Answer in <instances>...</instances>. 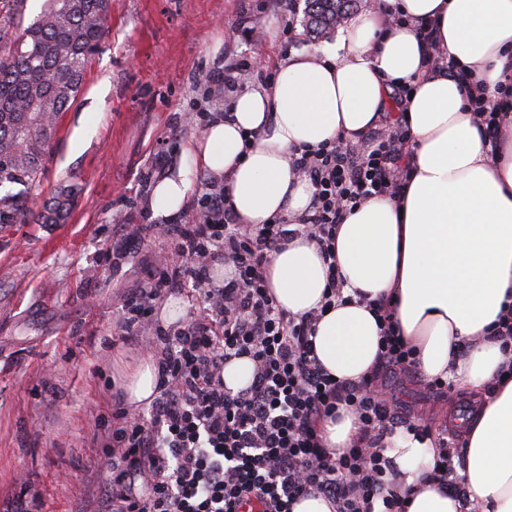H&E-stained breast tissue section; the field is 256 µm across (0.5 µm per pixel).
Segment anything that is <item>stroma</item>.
Here are the masks:
<instances>
[{
  "label": "stroma",
  "instance_id": "stroma-1",
  "mask_svg": "<svg viewBox=\"0 0 512 512\" xmlns=\"http://www.w3.org/2000/svg\"><path fill=\"white\" fill-rule=\"evenodd\" d=\"M261 0H112L109 36L92 56L81 91L63 113L32 211L61 185L76 202L61 224H15L0 231V512L35 485L43 512H70L104 482L93 447L98 404L120 385L142 353L112 343L124 288L146 277L162 238L122 267L105 257L113 227L147 224L154 185L146 174L169 139L187 143L223 114L203 100L204 78L224 60L255 56L276 65L287 54L335 41L310 37L305 0L284 17ZM256 18L259 40L225 39L243 17ZM292 24L295 37L283 43ZM94 128L75 150L82 125ZM399 400L432 432L462 417L472 396L454 387L429 394L416 376L394 381Z\"/></svg>",
  "mask_w": 512,
  "mask_h": 512
}]
</instances>
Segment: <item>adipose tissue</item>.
<instances>
[{
  "label": "adipose tissue",
  "instance_id": "obj_1",
  "mask_svg": "<svg viewBox=\"0 0 512 512\" xmlns=\"http://www.w3.org/2000/svg\"><path fill=\"white\" fill-rule=\"evenodd\" d=\"M428 26L486 97L498 99L512 83V0H375L337 42L288 55L271 86L238 94L230 117L215 118L185 154L223 178L240 223L295 218L309 209L313 189L294 169L293 152L361 142L382 124L392 85L407 87L398 118L411 135L409 179L399 195L345 216L336 262L348 288L392 298L419 373L454 377L479 394L481 406L463 428L468 497L481 512H512V379L499 377L504 356L491 333L512 306V113L497 150L488 151L461 81L431 65L420 34ZM193 186L186 168L160 178L149 199L153 218L179 215ZM267 276L287 313L324 301L325 264L307 237L283 245ZM380 336L369 308L339 305L318 322L315 353L332 376L354 382L375 365ZM463 340L472 346L461 358ZM386 455L405 512H464L424 479L430 441L401 436Z\"/></svg>",
  "mask_w": 512,
  "mask_h": 512
}]
</instances>
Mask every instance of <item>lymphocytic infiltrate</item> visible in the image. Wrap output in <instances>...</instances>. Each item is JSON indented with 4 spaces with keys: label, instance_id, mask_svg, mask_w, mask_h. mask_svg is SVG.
Here are the masks:
<instances>
[{
    "label": "lymphocytic infiltrate",
    "instance_id": "lymphocytic-infiltrate-1",
    "mask_svg": "<svg viewBox=\"0 0 512 512\" xmlns=\"http://www.w3.org/2000/svg\"><path fill=\"white\" fill-rule=\"evenodd\" d=\"M409 132L386 122L362 146L324 143L297 153L296 171L313 188L301 219L238 223L224 185L210 182L190 219L126 225L112 232L113 261L161 235L165 252L148 276L125 289L119 338L155 358L159 386L147 412L125 408L96 421L97 452L107 480L92 508L74 512H293L313 495L337 512H402L388 488L386 439L394 429L426 439L398 405L395 376L415 372L412 345L388 303L371 302L381 321L377 365L357 382L336 379L319 364L313 346L317 322L344 302L336 265V232L347 211L368 199L396 195L407 176ZM312 239L326 264L327 288L316 310L299 316L276 303L267 266L284 244ZM223 264L224 281L213 280ZM189 292L196 312L176 329L153 322L156 303ZM247 358L250 383L224 385L227 363ZM361 428L348 447H326L321 427L340 410Z\"/></svg>",
    "mask_w": 512,
    "mask_h": 512
}]
</instances>
